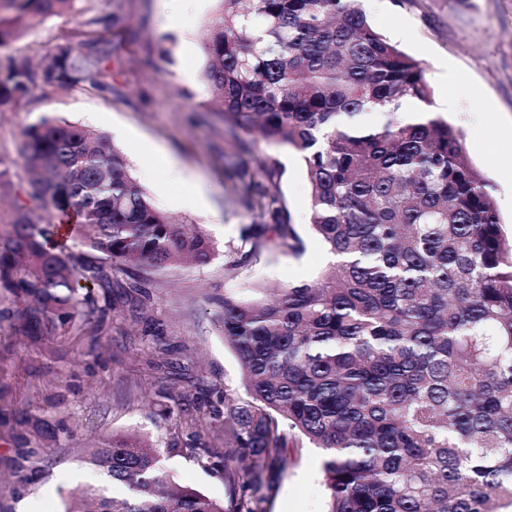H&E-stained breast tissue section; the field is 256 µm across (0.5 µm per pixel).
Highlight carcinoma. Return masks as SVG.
I'll return each instance as SVG.
<instances>
[{
    "mask_svg": "<svg viewBox=\"0 0 512 512\" xmlns=\"http://www.w3.org/2000/svg\"><path fill=\"white\" fill-rule=\"evenodd\" d=\"M75 0H0V49ZM203 79L238 158L231 178L250 216L225 274L260 258L271 234L296 255L280 163L247 136L298 152L309 223L341 257L270 296L224 293L219 323L246 397L192 405L165 387L185 434L159 445L114 434L88 463L125 491L88 486L89 512H267L293 437L323 452L327 512H504L512 508V235L461 134L427 110L420 62L384 37L360 0H216ZM104 38L85 51L10 57L0 89L18 98L93 81ZM415 101L416 114L400 112ZM0 285L24 300L0 316L29 336L112 319V271L131 279L190 260L206 232L161 211L124 155L87 127L43 118L0 158ZM77 224L82 252L44 248ZM94 288L79 292L80 282ZM204 414L224 430L216 448ZM220 469L226 503L171 481L160 448ZM39 444L20 435L17 489Z\"/></svg>",
    "mask_w": 512,
    "mask_h": 512,
    "instance_id": "obj_1",
    "label": "carcinoma"
}]
</instances>
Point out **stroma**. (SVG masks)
Here are the masks:
<instances>
[{
    "instance_id": "obj_1",
    "label": "stroma",
    "mask_w": 512,
    "mask_h": 512,
    "mask_svg": "<svg viewBox=\"0 0 512 512\" xmlns=\"http://www.w3.org/2000/svg\"><path fill=\"white\" fill-rule=\"evenodd\" d=\"M376 27L417 59L433 88L431 111L454 92L449 123L463 137L473 164L497 200L501 221L512 228V0H364ZM215 0H78L77 15L44 19L0 50L6 57L33 55L40 46L58 50L93 41L89 20L99 27L124 17L111 36L109 59L95 84L29 99L0 101V157L17 156L22 131L44 116L80 123L106 135L127 154L135 176L156 205L178 219L202 224L217 248L238 241L250 218L239 206L229 174L236 162L224 139V121L215 112L202 73V35L215 12ZM180 15L170 26L168 12ZM144 137L169 152L201 187L205 208L181 207L179 185L167 167L133 155V138ZM254 155L275 158L284 168L280 188L305 251L265 242L259 260L237 279L224 274V256L207 266L184 265L152 275L147 296L114 289L117 307L101 335L89 329L39 340L0 321V512H17L21 498L37 500L40 512H66L73 491L102 483L88 462L90 448L112 434L152 441L169 438L173 427L161 413L159 389L176 386L189 397L210 388L243 395L239 361L217 324L215 298L225 289L277 287L310 281L324 267V248L309 224V191L299 154L252 136ZM161 323L162 341L174 363L171 372L154 369L148 321ZM63 420L68 438L45 440L32 482L15 491L12 462L19 434L35 419ZM288 466L268 512H325L328 494L322 453L302 440L290 441ZM164 464L176 483L223 502L222 475L207 471L186 455Z\"/></svg>"
}]
</instances>
